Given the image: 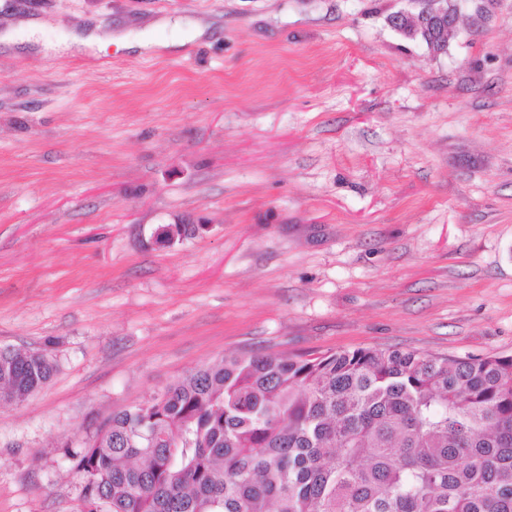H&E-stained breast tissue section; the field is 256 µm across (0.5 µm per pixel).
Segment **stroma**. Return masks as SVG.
Listing matches in <instances>:
<instances>
[{"instance_id":"stroma-1","label":"stroma","mask_w":512,"mask_h":512,"mask_svg":"<svg viewBox=\"0 0 512 512\" xmlns=\"http://www.w3.org/2000/svg\"><path fill=\"white\" fill-rule=\"evenodd\" d=\"M416 8L0 0L44 24L0 43V347L58 364L0 406V512H79L63 442L224 355H512V0L439 54ZM97 24L159 47L55 49Z\"/></svg>"}]
</instances>
